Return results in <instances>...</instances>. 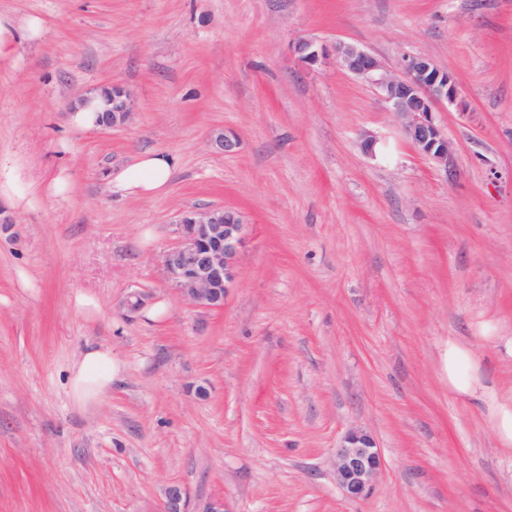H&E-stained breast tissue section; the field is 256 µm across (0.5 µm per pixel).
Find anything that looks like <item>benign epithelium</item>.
I'll list each match as a JSON object with an SVG mask.
<instances>
[{
  "label": "benign epithelium",
  "mask_w": 512,
  "mask_h": 512,
  "mask_svg": "<svg viewBox=\"0 0 512 512\" xmlns=\"http://www.w3.org/2000/svg\"><path fill=\"white\" fill-rule=\"evenodd\" d=\"M302 66L313 68L334 59L353 76L368 83L395 117L405 139L421 154L448 165L451 144L436 121V107L452 104L458 97L453 77L432 59L405 54L397 69L365 48L345 42L332 45L313 39L297 40L291 48ZM133 109L130 91L112 86V100L99 116L98 125L111 129L125 124ZM179 241L161 254L160 264L180 300L198 308L218 310L232 288L245 241L241 215L222 207L195 208L178 220ZM147 304L143 292L129 294L122 307L129 314ZM384 469V459L374 439L361 430H351L336 450V482L350 499L365 497ZM184 491L178 485L167 489L159 512H186Z\"/></svg>",
  "instance_id": "benign-epithelium-1"
}]
</instances>
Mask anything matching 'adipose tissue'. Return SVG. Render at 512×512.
Returning <instances> with one entry per match:
<instances>
[{
	"label": "adipose tissue",
	"instance_id": "adipose-tissue-1",
	"mask_svg": "<svg viewBox=\"0 0 512 512\" xmlns=\"http://www.w3.org/2000/svg\"><path fill=\"white\" fill-rule=\"evenodd\" d=\"M43 25L39 18L26 19L15 26L10 18L0 16V67L14 66L20 41L41 39ZM23 165L19 159L0 161V196L12 207L24 208L37 200L33 185L22 182ZM175 169L171 156L155 152L145 153L109 175L113 193L121 196H156L164 192ZM119 375V365L112 357L109 346L98 344L87 347L71 369L70 393L81 405L99 401L107 394Z\"/></svg>",
	"mask_w": 512,
	"mask_h": 512
}]
</instances>
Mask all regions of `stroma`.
Instances as JSON below:
<instances>
[{"instance_id":"1","label":"stroma","mask_w":512,"mask_h":512,"mask_svg":"<svg viewBox=\"0 0 512 512\" xmlns=\"http://www.w3.org/2000/svg\"><path fill=\"white\" fill-rule=\"evenodd\" d=\"M0 14L44 25L0 68V157L72 183L26 210L0 199V512H159L172 485L190 512L216 498L512 512V0H0ZM300 38L447 69V166L369 84L298 64ZM110 82L134 94L128 122L71 130L66 102ZM222 133L235 153L212 149ZM145 151L175 157L167 192L112 194L108 174ZM202 207L246 224L219 311L180 301L159 263ZM133 291L149 303L123 314ZM90 344L121 373L80 405L70 368ZM452 348L468 391L448 378ZM354 428L385 460L359 500L334 473Z\"/></svg>"}]
</instances>
